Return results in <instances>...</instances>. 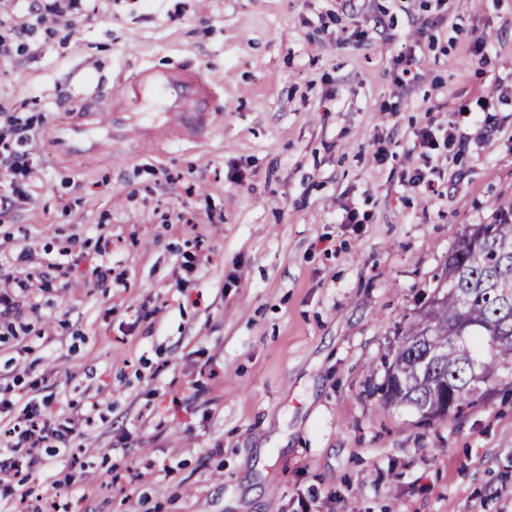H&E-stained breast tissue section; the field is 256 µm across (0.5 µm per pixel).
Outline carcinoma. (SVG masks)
I'll return each mask as SVG.
<instances>
[{"mask_svg":"<svg viewBox=\"0 0 512 512\" xmlns=\"http://www.w3.org/2000/svg\"><path fill=\"white\" fill-rule=\"evenodd\" d=\"M384 361L385 404L419 416L461 394L448 414L486 396L512 362V208L466 226L424 308Z\"/></svg>","mask_w":512,"mask_h":512,"instance_id":"obj_1","label":"carcinoma"}]
</instances>
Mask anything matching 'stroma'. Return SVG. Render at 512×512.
Segmentation results:
<instances>
[{
  "instance_id": "35a3bbf8",
  "label": "stroma",
  "mask_w": 512,
  "mask_h": 512,
  "mask_svg": "<svg viewBox=\"0 0 512 512\" xmlns=\"http://www.w3.org/2000/svg\"><path fill=\"white\" fill-rule=\"evenodd\" d=\"M98 8L0 0V158L20 115L41 176L0 217V287L39 286L0 321V399L50 397L85 432L17 458L0 512H512L511 387L430 424L370 392L465 227L512 205V0ZM144 64L221 78L216 127L61 156L67 103L111 104ZM450 124L461 151L423 155L416 130ZM427 165L438 193L408 181Z\"/></svg>"
}]
</instances>
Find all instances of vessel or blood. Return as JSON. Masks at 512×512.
Instances as JSON below:
<instances>
[{
	"instance_id": "obj_1",
	"label": "vessel or blood",
	"mask_w": 512,
	"mask_h": 512,
	"mask_svg": "<svg viewBox=\"0 0 512 512\" xmlns=\"http://www.w3.org/2000/svg\"><path fill=\"white\" fill-rule=\"evenodd\" d=\"M125 98L139 104L144 115L175 117L188 124L196 135H203L211 123L212 88L202 74L184 68L146 66L121 86ZM113 136L140 140L143 126L129 122L124 111L97 107L84 101L73 106L67 124L57 130L63 152H79L95 142L100 129Z\"/></svg>"
}]
</instances>
